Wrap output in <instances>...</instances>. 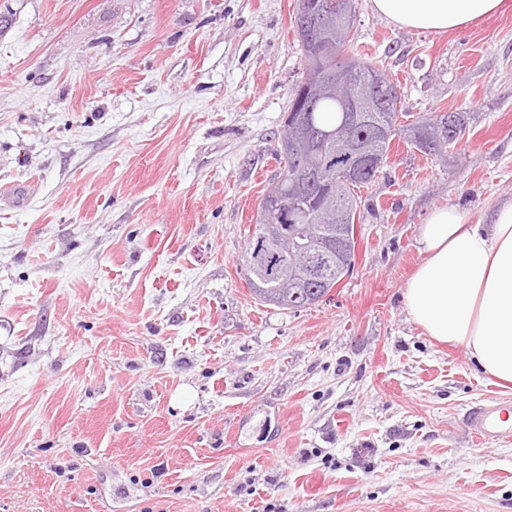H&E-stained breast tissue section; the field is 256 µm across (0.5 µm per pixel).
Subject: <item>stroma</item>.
<instances>
[{
	"label": "stroma",
	"instance_id": "stroma-1",
	"mask_svg": "<svg viewBox=\"0 0 512 512\" xmlns=\"http://www.w3.org/2000/svg\"><path fill=\"white\" fill-rule=\"evenodd\" d=\"M297 0H0V512H512L497 385L408 315L435 208L512 201V10L437 35L357 0L402 124L349 275L290 312L244 271L306 66ZM512 413V406L500 404L473 407L467 414V424L470 430L478 437L488 440L509 439L512 429H502L501 422L507 421V414Z\"/></svg>",
	"mask_w": 512,
	"mask_h": 512
}]
</instances>
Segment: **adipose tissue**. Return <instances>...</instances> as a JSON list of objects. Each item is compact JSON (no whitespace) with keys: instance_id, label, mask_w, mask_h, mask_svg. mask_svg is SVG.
Returning a JSON list of instances; mask_svg holds the SVG:
<instances>
[{"instance_id":"1","label":"adipose tissue","mask_w":512,"mask_h":512,"mask_svg":"<svg viewBox=\"0 0 512 512\" xmlns=\"http://www.w3.org/2000/svg\"><path fill=\"white\" fill-rule=\"evenodd\" d=\"M370 8L397 27L445 34L511 10L512 0H370ZM419 242L424 259L403 291L408 314L512 383V201L478 219L457 206L435 209Z\"/></svg>"}]
</instances>
